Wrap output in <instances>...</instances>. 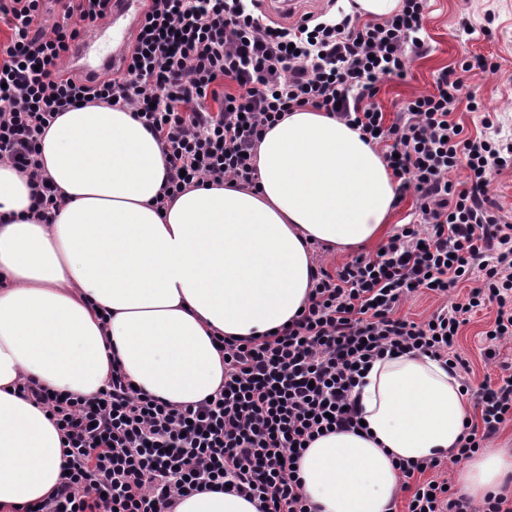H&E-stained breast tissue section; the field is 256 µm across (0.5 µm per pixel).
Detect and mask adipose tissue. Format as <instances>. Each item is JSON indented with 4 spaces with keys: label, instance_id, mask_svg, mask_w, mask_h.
Returning a JSON list of instances; mask_svg holds the SVG:
<instances>
[{
    "label": "adipose tissue",
    "instance_id": "ef3b65f1",
    "mask_svg": "<svg viewBox=\"0 0 512 512\" xmlns=\"http://www.w3.org/2000/svg\"><path fill=\"white\" fill-rule=\"evenodd\" d=\"M39 148L66 198L52 223L27 219V174L0 164V512L42 501L61 481V436L18 392L28 377L89 396L120 362L137 389L179 406L224 384L214 334L261 336L307 302L318 246L379 242L398 205L381 152L326 112H289L258 147L257 187L207 185L159 211V141L129 110L88 105L61 115ZM111 315L101 324L100 311ZM366 432L337 431L298 461L319 512H388L398 463L447 455L468 418L460 384L423 355L375 361L356 387ZM512 457L456 471L474 502L498 493ZM174 512H258L229 492L182 498Z\"/></svg>",
    "mask_w": 512,
    "mask_h": 512
}]
</instances>
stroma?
I'll return each instance as SVG.
<instances>
[{"instance_id": "obj_1", "label": "stroma", "mask_w": 512, "mask_h": 512, "mask_svg": "<svg viewBox=\"0 0 512 512\" xmlns=\"http://www.w3.org/2000/svg\"><path fill=\"white\" fill-rule=\"evenodd\" d=\"M423 26L425 51L410 62L405 78H386L376 85L375 100L387 119H394L414 96L435 92L442 69L453 67L462 57L480 55L492 64V71H472L466 81L483 110L472 112L462 105L452 118L473 135L481 130L483 112H490L500 139L512 143V0H428ZM495 316L492 306L479 311L457 338V350L469 360L470 378L476 385L498 379L500 364L512 365V342L499 346L496 364L483 361L482 334Z\"/></svg>"}]
</instances>
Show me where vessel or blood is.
<instances>
[{
	"mask_svg": "<svg viewBox=\"0 0 512 512\" xmlns=\"http://www.w3.org/2000/svg\"><path fill=\"white\" fill-rule=\"evenodd\" d=\"M146 9L144 0H112V14L100 27L98 34L113 31L112 51L109 55L97 57L93 54L94 37L83 39L77 47L73 61L86 78L98 79L111 73L127 50L129 29L135 26Z\"/></svg>",
	"mask_w": 512,
	"mask_h": 512,
	"instance_id": "b4317fda",
	"label": "vessel or blood"
}]
</instances>
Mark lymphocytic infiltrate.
Wrapping results in <instances>:
<instances>
[{
    "mask_svg": "<svg viewBox=\"0 0 512 512\" xmlns=\"http://www.w3.org/2000/svg\"><path fill=\"white\" fill-rule=\"evenodd\" d=\"M129 51L112 75L90 80L65 69L85 33L106 20L112 0H65V20L36 26L42 0H0L11 35L0 43V163L34 183L32 219L51 222L63 196L44 176L38 141L57 116L84 104H117L158 139L168 163L165 209L175 195L210 181L256 187L252 156L287 112L336 115L376 144L400 191L415 194L414 223L383 251L335 270L316 265L308 302L291 325L264 336H225L224 389L184 408L134 389L113 366L96 395L79 397L23 380V396L47 408L61 434L66 470L38 512H173L193 493L225 490L260 503V512H317L295 469L323 429L355 431L352 397L372 363L421 354L450 363L476 413L447 459L400 463L416 484L407 512H512L502 494L475 505L438 470L485 448L512 421V377L472 386L455 349L463 326L487 305V359L512 339V224L502 223L488 186L511 165L500 145L466 134L451 115L478 109L463 75L488 70L480 57L442 71L436 91L406 102L393 121L375 102V85L404 77L423 52L425 0L360 22L345 10L303 23L266 22L262 0H147ZM465 170L464 181L451 173ZM460 300L429 320L398 316L420 290L439 297L461 283Z\"/></svg>",
    "mask_w": 512,
    "mask_h": 512,
    "instance_id": "obj_1",
    "label": "lymphocytic infiltrate"
}]
</instances>
